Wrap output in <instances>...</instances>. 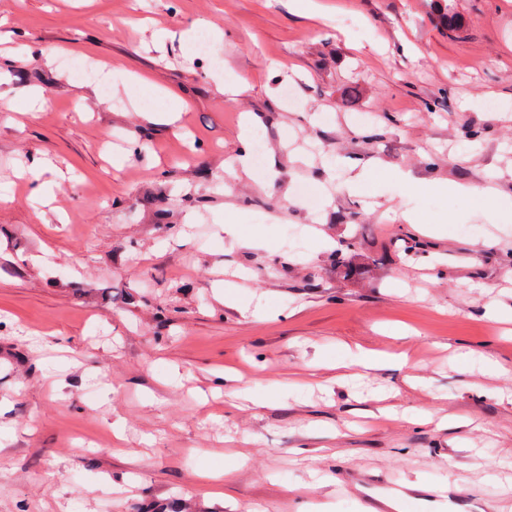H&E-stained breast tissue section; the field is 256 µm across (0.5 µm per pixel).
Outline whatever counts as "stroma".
Segmentation results:
<instances>
[{"instance_id":"1","label":"stroma","mask_w":512,"mask_h":512,"mask_svg":"<svg viewBox=\"0 0 512 512\" xmlns=\"http://www.w3.org/2000/svg\"><path fill=\"white\" fill-rule=\"evenodd\" d=\"M316 2L0 0V512L512 495V217L434 190L512 196V0ZM58 63L65 67L78 68L83 77H85L89 81L95 82L107 94L111 96V78L98 65L91 63L89 60H85L83 62L75 61L68 56H60L58 58Z\"/></svg>"}]
</instances>
